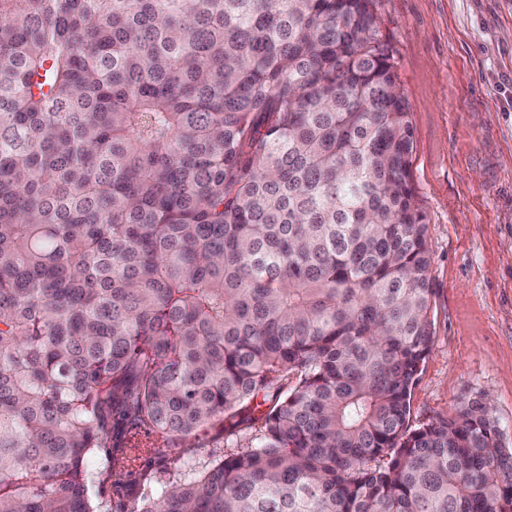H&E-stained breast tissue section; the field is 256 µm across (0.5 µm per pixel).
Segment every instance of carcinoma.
I'll return each mask as SVG.
<instances>
[{
  "instance_id": "obj_1",
  "label": "carcinoma",
  "mask_w": 512,
  "mask_h": 512,
  "mask_svg": "<svg viewBox=\"0 0 512 512\" xmlns=\"http://www.w3.org/2000/svg\"><path fill=\"white\" fill-rule=\"evenodd\" d=\"M412 145L373 0H0V512H99L110 434L226 417L131 512H512L486 401L409 424Z\"/></svg>"
}]
</instances>
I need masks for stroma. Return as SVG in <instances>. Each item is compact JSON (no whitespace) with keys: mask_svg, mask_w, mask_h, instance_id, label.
Here are the masks:
<instances>
[{"mask_svg":"<svg viewBox=\"0 0 512 512\" xmlns=\"http://www.w3.org/2000/svg\"><path fill=\"white\" fill-rule=\"evenodd\" d=\"M381 41L409 104L410 179L432 250L433 346L409 423L489 401L512 450V0H374ZM219 420L145 460L103 512L156 496L176 473L227 450Z\"/></svg>","mask_w":512,"mask_h":512,"instance_id":"1","label":"stroma"}]
</instances>
